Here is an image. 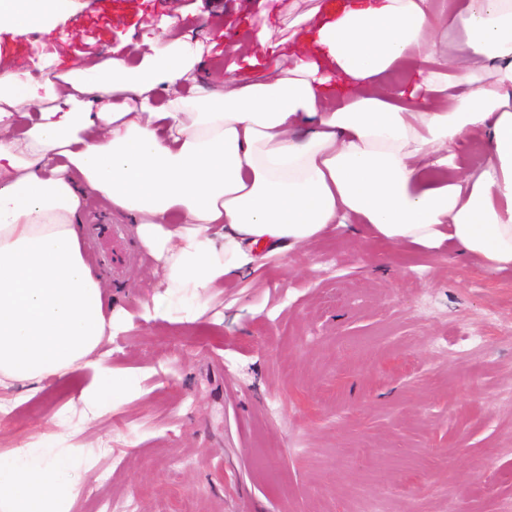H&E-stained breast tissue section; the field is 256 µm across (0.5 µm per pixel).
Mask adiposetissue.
Segmentation results:
<instances>
[{
    "instance_id": "obj_1",
    "label": "adipose tissue",
    "mask_w": 512,
    "mask_h": 512,
    "mask_svg": "<svg viewBox=\"0 0 512 512\" xmlns=\"http://www.w3.org/2000/svg\"><path fill=\"white\" fill-rule=\"evenodd\" d=\"M59 0H0V24L44 21ZM459 33L449 50L437 34ZM344 83L325 93L301 58L155 107L198 78L200 45L156 41L138 67L110 56L32 82L0 67V382L37 393L93 372L78 400L102 415L133 387L95 357L124 324L82 251L88 194L133 217L163 269L145 321H195L204 294L350 225L416 251L453 247L512 270V0H377L319 29ZM417 82L384 91L405 60ZM487 134L461 169L454 147ZM88 454L30 442L0 452V512H70Z\"/></svg>"
}]
</instances>
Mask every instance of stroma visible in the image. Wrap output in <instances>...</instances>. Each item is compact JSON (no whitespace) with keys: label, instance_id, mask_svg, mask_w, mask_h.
Masks as SVG:
<instances>
[{"label":"stroma","instance_id":"stroma-1","mask_svg":"<svg viewBox=\"0 0 512 512\" xmlns=\"http://www.w3.org/2000/svg\"><path fill=\"white\" fill-rule=\"evenodd\" d=\"M346 0H181L203 45L199 90L273 75ZM167 0H62L0 26V67L55 75L148 44ZM83 253L128 322L100 347L134 390L84 420L86 369L27 395L0 385V452L50 442L93 454L71 512L124 495L136 512H500L512 503V271L454 249L414 252L330 231L206 296L196 322H147L162 270L131 218L89 201Z\"/></svg>","mask_w":512,"mask_h":512}]
</instances>
